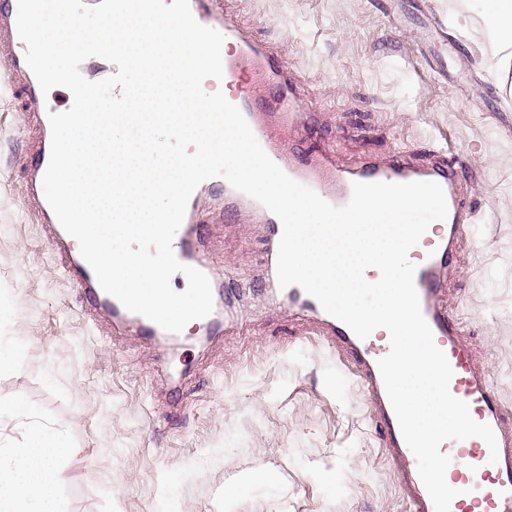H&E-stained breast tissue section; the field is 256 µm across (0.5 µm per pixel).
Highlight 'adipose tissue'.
<instances>
[{"instance_id": "obj_1", "label": "adipose tissue", "mask_w": 512, "mask_h": 512, "mask_svg": "<svg viewBox=\"0 0 512 512\" xmlns=\"http://www.w3.org/2000/svg\"><path fill=\"white\" fill-rule=\"evenodd\" d=\"M478 19L501 69L512 68V0H479ZM72 448L57 432L34 429L0 448V512H67L59 495V460Z\"/></svg>"}]
</instances>
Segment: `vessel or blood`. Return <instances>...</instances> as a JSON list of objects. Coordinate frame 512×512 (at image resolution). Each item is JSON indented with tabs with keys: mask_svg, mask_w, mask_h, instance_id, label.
<instances>
[{
	"mask_svg": "<svg viewBox=\"0 0 512 512\" xmlns=\"http://www.w3.org/2000/svg\"><path fill=\"white\" fill-rule=\"evenodd\" d=\"M189 3L195 19L221 32L226 43L230 44V51L222 55V83L230 92L229 100L241 110L264 151L288 176L310 187L336 206L348 202L351 185L356 181H432L442 186L448 216L437 221L435 236L425 239L423 252L415 256V284L421 310L433 332L434 341L444 351L453 369L449 385L451 393L468 403L476 421L493 428L498 445V461L493 464L489 461V449L480 438L447 440L442 443L440 450L450 459L446 480L459 491L451 503L450 512H512V424L506 422L504 407L489 374L477 364L471 349L462 341L459 325L443 300L445 276L452 268L456 247L469 235L473 221L470 209L462 202L452 162L442 161L419 168L396 158L384 164L366 162L351 169L334 168L333 159L329 156L305 164L296 162L293 151L269 135L248 90L252 70L260 67L270 70L277 88L274 107L288 123L306 127L309 116L302 98L289 85L287 72L273 67L268 57L249 43L244 33L225 17L223 0H189ZM6 68L9 74L25 77L27 92L39 113L42 135L30 191L45 223L52 228L55 243L61 249L59 258L68 277L78 288L83 289L92 307L111 302L112 316L116 322L135 323L145 336L162 335L163 330L156 323L127 310L120 302L110 301L108 293L101 288L85 260L75 259L72 254L65 252L63 228L48 205L42 189L51 145V128L48 108L43 103L44 95L24 60L23 52H16L8 60ZM329 167L335 170V182L331 185L324 179V171ZM205 191L222 197L224 208L228 211L236 209L239 203L245 201L246 196L231 187L225 179L217 177L202 182L189 200L184 220L174 237L173 249L181 262L208 274L212 268L205 248L206 223L198 212L199 200ZM265 220L268 224L266 262L272 267L277 261L282 225L270 212L266 213ZM285 290L290 304L302 315L315 317L324 340L332 345H340L353 364L368 400L377 409L378 420L386 428L384 445L390 463L407 492L408 512H435L418 474L417 460L401 435L377 365L378 359L388 353L389 344H379L371 338L359 339L345 324L326 313L302 288L293 285Z\"/></svg>",
	"mask_w": 512,
	"mask_h": 512,
	"instance_id": "obj_1",
	"label": "vessel or blood"
}]
</instances>
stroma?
<instances>
[{"label":"stroma","mask_w":512,"mask_h":512,"mask_svg":"<svg viewBox=\"0 0 512 512\" xmlns=\"http://www.w3.org/2000/svg\"><path fill=\"white\" fill-rule=\"evenodd\" d=\"M228 16L288 69L311 128L280 124L272 87L250 94L277 136L344 165L454 152L474 229L456 250L448 308L512 408V71H499L476 0H224ZM0 38V341L24 348L0 402L31 415L0 423V444L61 431L74 450L70 512H406V493L351 364L311 321L271 295L267 226L205 197L214 278L237 284L225 330L200 342L148 340L90 311L64 274L29 196L38 130ZM269 470L268 483L251 482ZM334 473V485L324 481ZM238 488L229 497L228 488Z\"/></svg>","instance_id":"35a3bbf8"}]
</instances>
